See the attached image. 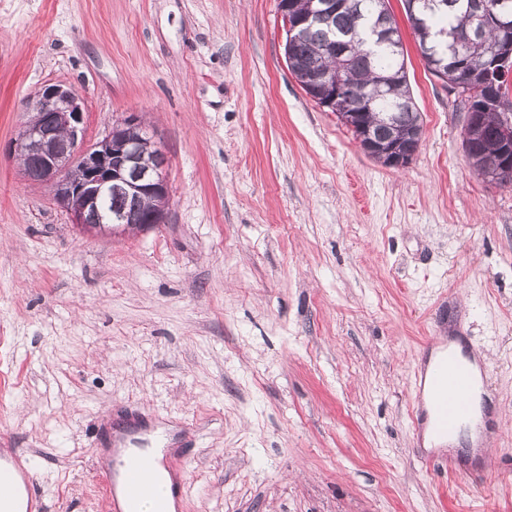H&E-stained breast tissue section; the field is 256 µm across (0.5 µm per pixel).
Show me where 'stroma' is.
<instances>
[{
    "instance_id": "1",
    "label": "stroma",
    "mask_w": 512,
    "mask_h": 512,
    "mask_svg": "<svg viewBox=\"0 0 512 512\" xmlns=\"http://www.w3.org/2000/svg\"><path fill=\"white\" fill-rule=\"evenodd\" d=\"M278 0H0V449L45 512H107V418L189 430L178 512H512V188L401 0L420 148L366 156L287 69ZM63 82L86 138L129 113L165 152V224L81 234L10 143ZM475 346L494 408L450 474L410 418L426 341Z\"/></svg>"
}]
</instances>
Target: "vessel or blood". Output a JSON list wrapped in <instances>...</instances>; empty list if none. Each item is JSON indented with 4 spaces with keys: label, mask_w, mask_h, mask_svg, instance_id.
I'll list each match as a JSON object with an SVG mask.
<instances>
[{
    "label": "vessel or blood",
    "mask_w": 512,
    "mask_h": 512,
    "mask_svg": "<svg viewBox=\"0 0 512 512\" xmlns=\"http://www.w3.org/2000/svg\"><path fill=\"white\" fill-rule=\"evenodd\" d=\"M417 403L412 410L416 430H429L434 442L453 438L463 425L474 419L475 378L466 356L446 351L438 361L424 364L416 376ZM144 437L157 439L162 449L175 447L178 434L170 425L142 419L128 432L104 428L100 445L108 449L107 471L111 477L107 494L110 512H141L144 502H153L152 512H168V501H180L181 481H172L167 494L158 489L160 459L134 452L135 442ZM18 461L0 456V512H17L18 498H25L27 512H41L36 482L32 476L16 478Z\"/></svg>",
    "instance_id": "vessel-or-blood-1"
}]
</instances>
